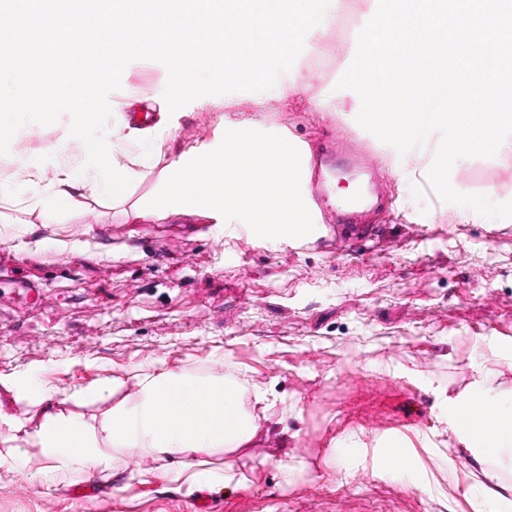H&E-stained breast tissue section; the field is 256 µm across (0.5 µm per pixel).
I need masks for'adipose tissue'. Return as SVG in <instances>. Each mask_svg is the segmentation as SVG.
Wrapping results in <instances>:
<instances>
[{"label":"adipose tissue","mask_w":512,"mask_h":512,"mask_svg":"<svg viewBox=\"0 0 512 512\" xmlns=\"http://www.w3.org/2000/svg\"><path fill=\"white\" fill-rule=\"evenodd\" d=\"M494 381V375H486L485 387L449 398L451 412L444 419L448 432L465 448L477 449L483 462L512 452V409L496 399ZM137 384L134 398L122 400L91 426L57 409L44 378L0 376L1 387L26 397L41 415L39 428L30 433L0 406V429L6 431L0 437V468L30 473L51 489L117 471L124 450L136 448L170 462L167 477L196 485L209 457L252 443L260 429L253 409L267 404L259 386L248 388L224 375L164 371L139 375ZM246 394L253 409L242 403ZM36 457L42 464L35 469L31 462Z\"/></svg>","instance_id":"adipose-tissue-1"}]
</instances>
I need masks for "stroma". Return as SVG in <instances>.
Returning a JSON list of instances; mask_svg holds the SVG:
<instances>
[{
  "label": "stroma",
  "mask_w": 512,
  "mask_h": 512,
  "mask_svg": "<svg viewBox=\"0 0 512 512\" xmlns=\"http://www.w3.org/2000/svg\"><path fill=\"white\" fill-rule=\"evenodd\" d=\"M376 6L341 0L335 26L307 34L278 79L301 78L306 89L284 107L268 91L235 92L172 113L166 68L131 62L109 96L113 117L125 118L137 92L142 108L158 112L152 131L168 146L133 199L156 192L169 160L214 147L225 125L240 124L307 145L324 176L315 223L344 217L333 193L360 173L336 139L360 132L361 101L336 84ZM69 130L65 115L26 125L0 156L9 186L0 247L14 257L0 266V374H46L61 410L91 425L134 396L142 371L230 370L265 390L268 409L252 447L211 457L210 469L229 481L199 490L132 449L116 475L50 490L0 470V512H197L206 494L213 512H485L484 465L440 421L448 397L482 387L486 371L500 397L512 396V348L497 342L512 332V218L460 223L459 206L424 190L376 139L377 193L353 215L377 225L376 253L354 240L332 254L295 249L193 213L142 222L92 191L56 196L48 176L62 157L75 182L98 180L81 172L84 154L58 153ZM22 165L41 174L39 185L14 183ZM450 182L512 201V149L457 161ZM48 204L63 223H43ZM105 377L121 381L116 395L73 401ZM395 442L407 459L399 472L383 463Z\"/></svg>",
  "instance_id": "1"
}]
</instances>
